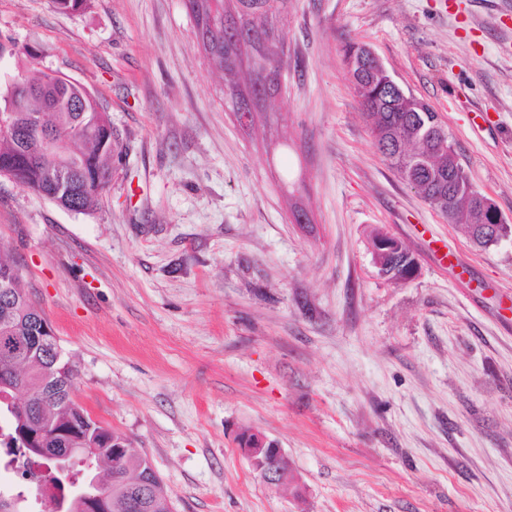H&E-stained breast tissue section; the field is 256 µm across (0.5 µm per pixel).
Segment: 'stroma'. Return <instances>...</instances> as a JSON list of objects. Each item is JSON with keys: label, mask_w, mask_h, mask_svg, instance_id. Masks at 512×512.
<instances>
[{"label": "stroma", "mask_w": 512, "mask_h": 512, "mask_svg": "<svg viewBox=\"0 0 512 512\" xmlns=\"http://www.w3.org/2000/svg\"><path fill=\"white\" fill-rule=\"evenodd\" d=\"M0 0V83L78 81L123 150L89 213L0 176V251L174 512H512V237L486 249L388 167L346 52L427 102L512 223V0H288L279 89L240 125L185 0ZM306 211L308 223L294 220ZM383 229L417 262L379 276ZM288 455L270 486L235 442Z\"/></svg>", "instance_id": "stroma-1"}]
</instances>
